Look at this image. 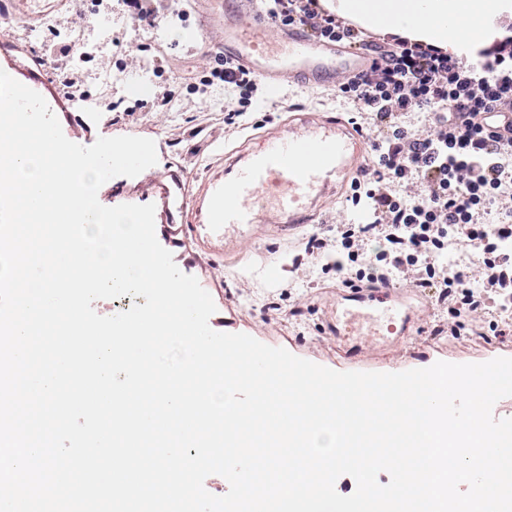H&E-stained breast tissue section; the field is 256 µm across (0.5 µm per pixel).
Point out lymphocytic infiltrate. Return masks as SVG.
Instances as JSON below:
<instances>
[{
	"label": "lymphocytic infiltrate",
	"instance_id": "lymphocytic-infiltrate-1",
	"mask_svg": "<svg viewBox=\"0 0 512 512\" xmlns=\"http://www.w3.org/2000/svg\"><path fill=\"white\" fill-rule=\"evenodd\" d=\"M276 27H305L316 36L350 44L380 46L379 64L347 80L340 90L361 110L373 112L380 131L372 141L373 159L364 181L355 183L352 203H367L372 222L348 230L341 245L357 260L356 234L380 230L385 244L363 277L383 278L425 260L416 280L426 288L442 279L433 259L449 231L483 246L485 285L493 292L512 291V254L495 252V238L512 237V221L489 226L480 215L493 205L512 170L500 160L512 156V136L488 132L483 112L512 111V24L501 25L490 46L456 56L408 38L378 45L365 29L336 18L323 0H263ZM427 113L429 129L404 123L409 112ZM415 183L413 198L397 186Z\"/></svg>",
	"mask_w": 512,
	"mask_h": 512
}]
</instances>
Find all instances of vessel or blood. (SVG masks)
<instances>
[{
    "instance_id": "vessel-or-blood-1",
    "label": "vessel or blood",
    "mask_w": 512,
    "mask_h": 512,
    "mask_svg": "<svg viewBox=\"0 0 512 512\" xmlns=\"http://www.w3.org/2000/svg\"><path fill=\"white\" fill-rule=\"evenodd\" d=\"M10 2L14 15L28 27L56 6L76 11V0ZM230 2L235 20H228L223 11L208 10L199 15L189 43L197 45L209 31L223 30L225 56L265 79L270 92H277L286 80L310 87L331 84L339 75L360 73L374 63V55L366 50L323 42L302 28L268 34V18L256 0ZM266 141L263 151L238 155L222 176L197 182L180 207L183 230L203 255L235 256L241 239L257 224L280 233L305 227L321 199L347 187L370 161L365 132L342 117L313 115L286 131H271ZM418 298L417 290L389 282L337 291L334 305L322 318L323 332L343 357H357L364 347V323L387 307L392 315L377 331V345L385 350L403 344L419 321Z\"/></svg>"
}]
</instances>
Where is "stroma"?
<instances>
[{
  "instance_id": "stroma-1",
  "label": "stroma",
  "mask_w": 512,
  "mask_h": 512,
  "mask_svg": "<svg viewBox=\"0 0 512 512\" xmlns=\"http://www.w3.org/2000/svg\"><path fill=\"white\" fill-rule=\"evenodd\" d=\"M194 0H164L153 29L138 25L122 0H109L113 46L87 62L88 72L105 66L112 71V90L104 92L90 83L87 100H69L61 90L53 60L35 66L40 49L14 41L0 46V69L54 105L63 133L70 141L92 145L98 138L139 136L156 144L158 162L139 177L118 176L98 191L101 204H154L155 231L159 243L173 255L178 268L195 276L211 295L216 311L211 329L244 333L259 342L288 350L293 355L336 371L401 372L422 368L436 361L481 363L497 357L512 358V320L493 318L494 296L484 294L483 274L477 266L467 270L474 295L482 297L489 316L483 321L486 338L470 341L463 331L448 326V311L437 301L435 289L422 291L424 298L418 328L409 341L380 352L367 347L364 354L342 359L333 341L321 334L324 310L332 305L338 286L353 287L354 271L337 274L335 250L313 248V237L336 239L343 226L364 221L365 216L348 197L328 199L315 223L294 235H268L256 228L240 246V259L200 261L186 241L178 217L183 200L180 187L170 174L180 171L186 185L221 174V156L237 150L258 149L275 126H287L289 117L316 112L327 116L357 112L355 102L338 85L300 87L283 85L270 95L259 85L244 119L226 124L225 110L231 100L224 84L202 85L204 76L219 68L215 58L218 32L200 41L195 52L181 47L186 32L194 28ZM133 83L151 88L145 97L128 94ZM110 96L112 111H103L100 101Z\"/></svg>"
}]
</instances>
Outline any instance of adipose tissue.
<instances>
[{
	"label": "adipose tissue",
	"mask_w": 512,
	"mask_h": 512,
	"mask_svg": "<svg viewBox=\"0 0 512 512\" xmlns=\"http://www.w3.org/2000/svg\"><path fill=\"white\" fill-rule=\"evenodd\" d=\"M337 8L374 32L460 53L499 36L497 20L512 0H338Z\"/></svg>",
	"instance_id": "adipose-tissue-1"
}]
</instances>
